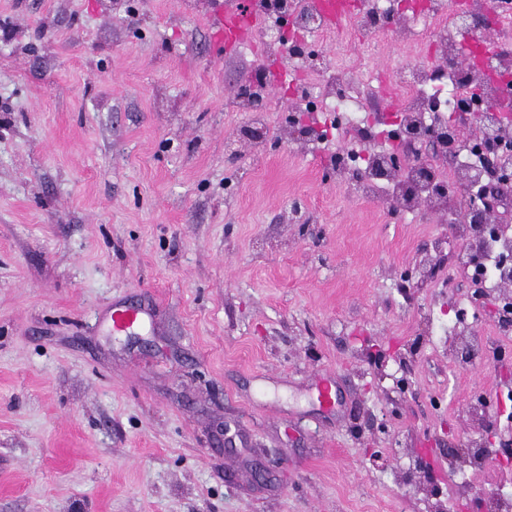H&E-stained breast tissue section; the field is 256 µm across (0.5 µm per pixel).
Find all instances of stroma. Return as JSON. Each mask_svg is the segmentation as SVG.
Listing matches in <instances>:
<instances>
[{"label": "stroma", "instance_id": "obj_1", "mask_svg": "<svg viewBox=\"0 0 512 512\" xmlns=\"http://www.w3.org/2000/svg\"><path fill=\"white\" fill-rule=\"evenodd\" d=\"M212 8L0 0V512H430L417 455L445 487L512 440L471 411L512 350L457 366L461 240L326 178L281 89L256 147L235 101L282 57L218 48ZM319 48L400 112L414 43ZM120 305L152 316L113 334Z\"/></svg>", "mask_w": 512, "mask_h": 512}]
</instances>
